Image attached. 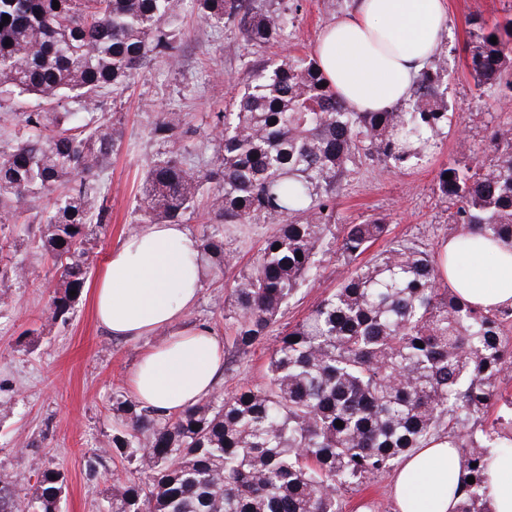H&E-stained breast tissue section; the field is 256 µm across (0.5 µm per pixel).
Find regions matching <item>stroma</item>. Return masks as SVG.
<instances>
[{
  "label": "stroma",
  "mask_w": 512,
  "mask_h": 512,
  "mask_svg": "<svg viewBox=\"0 0 512 512\" xmlns=\"http://www.w3.org/2000/svg\"><path fill=\"white\" fill-rule=\"evenodd\" d=\"M446 2L447 29L432 65L440 71V90L462 132L444 137L428 161L401 170L368 160L353 165L336 197L330 242L340 241L345 225L381 218L391 237L440 251L455 234L454 208L438 192L440 170L453 159L493 164L490 137L498 127L512 126L505 89L476 86L467 54L469 18L479 15L493 24L512 17V0ZM262 3L280 12L286 25L274 43L257 47L247 45L231 25H206L197 16L195 0H183L178 66L161 59L149 62L127 89L102 95L99 111L89 114V121L104 116L120 130L100 175L110 222L89 226L84 245L90 282L105 256L139 228L146 166L166 148L151 133L159 113H182L194 130L190 142L199 157L210 158L216 147L210 117L230 111L254 66L289 54H313L324 26L350 11L354 0ZM52 203V197L42 198L28 223L0 229V486L24 496L38 476L52 470L65 480L60 512H112L113 475L133 469L112 454V402L114 396L128 394V376L146 344L118 341L103 332L93 316L90 283L67 319H49L47 306L60 262L43 246L41 219ZM184 222L192 233L206 228L223 238L224 250L233 258L230 268L211 266L190 313L191 321L209 327L224 346V372L214 393L227 396L241 385L263 384L270 349L282 328L301 321L335 289L336 261L325 259L318 278L289 300L265 339L242 352L233 346L228 285L250 272L273 227L260 219L222 224L202 205ZM20 268L26 270L25 278L16 277ZM391 482L386 473L342 491V512H391Z\"/></svg>",
  "instance_id": "stroma-1"
}]
</instances>
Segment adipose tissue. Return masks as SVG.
Here are the masks:
<instances>
[{
  "label": "adipose tissue",
  "mask_w": 512,
  "mask_h": 512,
  "mask_svg": "<svg viewBox=\"0 0 512 512\" xmlns=\"http://www.w3.org/2000/svg\"><path fill=\"white\" fill-rule=\"evenodd\" d=\"M447 28L445 0H355L352 11L326 26L314 53L339 100L354 112H385L407 101L418 74L439 49ZM490 258L448 283L472 304L512 306V248L489 240L449 239ZM210 268L198 237L183 224H145L108 256L93 287L97 322L117 339L138 341L166 330L146 347L128 379L131 396L163 416L209 396L224 366V347L189 324ZM465 471L447 439L405 454L394 474L396 512H456ZM490 512H512V452L492 453L483 485Z\"/></svg>",
  "instance_id": "1"
}]
</instances>
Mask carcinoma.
I'll list each match as a JSON object with an SVG mask.
<instances>
[{
  "label": "carcinoma",
  "mask_w": 512,
  "mask_h": 512,
  "mask_svg": "<svg viewBox=\"0 0 512 512\" xmlns=\"http://www.w3.org/2000/svg\"><path fill=\"white\" fill-rule=\"evenodd\" d=\"M198 7L206 23L233 24L253 46L282 31L281 14L256 0H198ZM178 16L179 0H0V95L71 99L93 112L153 58L176 61ZM467 50L477 85L512 91L511 18L472 21ZM323 83L313 58L259 64L235 110L213 117L219 151L205 170L187 159L179 113H163L153 128L170 150L148 165L140 223H182L207 184L216 219L276 226L253 269L230 287L234 345L243 351L317 275L355 158L403 167L452 130L453 113L429 69L407 112H351ZM17 127L14 143L0 146V215L16 224L43 195L57 193L43 244L65 260L47 309L64 318L76 300L70 291L81 292L88 272L86 228L110 219L94 199L117 128L54 107L18 113ZM493 139L495 164L450 163L438 190L456 207L459 233L512 247V126ZM388 235L382 219L344 227L336 261L346 271L280 332L264 384L167 418L116 398L112 448L138 462L139 476L113 479L112 512H341L342 489L389 471L435 437L451 441L475 479L464 484L456 512H489L481 494L489 449L512 447V397L502 389L512 371V306L466 302L448 285L442 256L412 242L391 239L361 260ZM200 241L220 268L231 265L224 240L205 228ZM499 402L508 414L487 422ZM58 477L43 472L24 498L0 487V512H58Z\"/></svg>",
  "instance_id": "obj_1"
}]
</instances>
